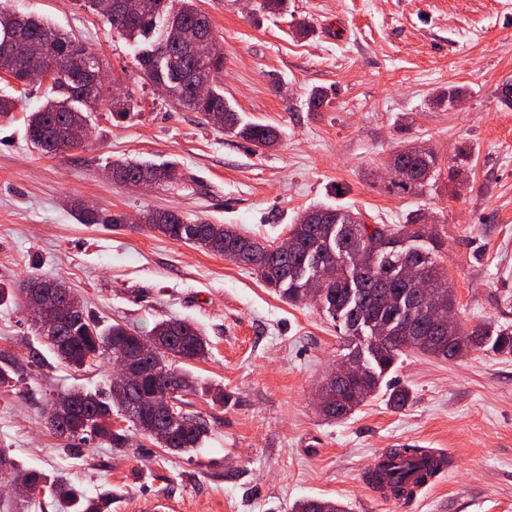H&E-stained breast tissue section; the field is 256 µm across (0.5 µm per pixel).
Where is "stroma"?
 <instances>
[{"label":"stroma","instance_id":"35a3bbf8","mask_svg":"<svg viewBox=\"0 0 512 512\" xmlns=\"http://www.w3.org/2000/svg\"><path fill=\"white\" fill-rule=\"evenodd\" d=\"M195 2L224 54L225 99L243 122L275 127L277 147L207 124L148 82L134 46L86 0H9L98 57L130 106L119 118L100 101L85 143L44 155L26 136L43 86L0 74V95L16 101L0 114V286L63 281L102 325L143 335L163 319L192 321L210 354L188 369L224 400L191 397L209 434L187 452L139 434L120 450L61 438L48 422L52 398L108 390L112 367L61 365L12 298L0 303V366L13 376L0 389V453L88 494L111 493V512L152 502L169 512H289L308 497L350 512H512V355L406 352L375 395L328 419L317 391L365 337L348 335L313 300L283 299L248 266L140 221L173 210L269 244L316 204L352 208L370 224H413L441 243L463 328H512V107L501 100L512 85V0H288L280 14L262 0ZM454 88L464 96L451 108L441 96ZM316 90L325 97L317 112ZM413 145L431 150L438 167L405 192L388 163ZM116 160L168 165L176 177L137 190L112 179ZM85 208L126 221L85 224ZM397 386L412 394L401 410L388 402ZM399 445L448 450L458 466L406 504L387 501L365 475Z\"/></svg>","mask_w":512,"mask_h":512}]
</instances>
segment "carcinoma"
<instances>
[{"mask_svg":"<svg viewBox=\"0 0 512 512\" xmlns=\"http://www.w3.org/2000/svg\"><path fill=\"white\" fill-rule=\"evenodd\" d=\"M119 9L105 15L112 31L143 48L136 57L143 76L162 86L178 104L209 118L221 117L219 128L233 133L257 148L276 145L278 133L270 125L244 123L224 99L217 85V74L223 68L220 50L198 59L177 43L162 39V29L190 28L213 36L208 16L199 10L195 0H121ZM40 46L42 63L51 81L49 98L27 119L29 141L46 154H57L73 147L88 134L90 107L105 96V87L97 82L101 72L98 59L75 44L66 33L33 15L17 13L7 3L0 4V72L17 84L27 81L31 63L30 47ZM210 83L208 95L197 98L192 82ZM394 157L414 172L416 179L400 183L404 190L424 186L436 169L433 153L412 155L404 150ZM112 176L126 184L143 178L156 183L173 179L174 172L165 165L118 161L112 163ZM360 215L336 207H313L305 210L292 225V248L278 252L271 246L238 233L224 224L199 222L191 224L175 211H146L141 220L149 229L174 241L190 243L219 255H233L236 261L253 268L260 280L279 295L294 301L317 281L315 299L321 309L341 320L353 336L367 337L364 348L352 355L361 370L364 395L341 390L324 415L340 419L362 405L380 387L384 376L406 350L443 358L467 354L487 344L498 353H512V331L500 328L475 329L471 332L457 324L440 338L416 310L412 289L403 281V271L416 267L417 273L430 282L447 277L445 268L429 249L419 251L404 245L407 238L422 239L421 231L378 224L377 236L367 237ZM58 325L50 340L43 329H37L54 356L66 365L80 369L105 360H115L135 349L142 340L160 344L162 367L157 376L138 389L112 384L110 398L105 401L95 392L76 389L52 401L51 408L69 404L77 424H61L49 420L53 431L67 439L94 435L112 448L129 443L126 431L112 429V409H117L135 429L170 450L195 448L206 435L203 418L188 413L187 396L196 392L192 375L182 364L203 359L209 342L191 322L170 318L158 322L149 335L141 337L121 324L106 328L92 319L82 301L69 293L55 305ZM157 394L175 395L176 405L157 409L159 419L170 425L164 434L155 435L144 426L136 406L141 397ZM440 469V462L425 448L405 446L389 449L377 465L366 474L376 489L402 497L412 487L424 483ZM0 474L27 486L36 497L45 492L63 509L73 512H109L112 496L90 497L79 488L48 479L36 471L20 470L0 454Z\"/></svg>","mask_w":512,"mask_h":512,"instance_id":"carcinoma-1","label":"carcinoma"}]
</instances>
